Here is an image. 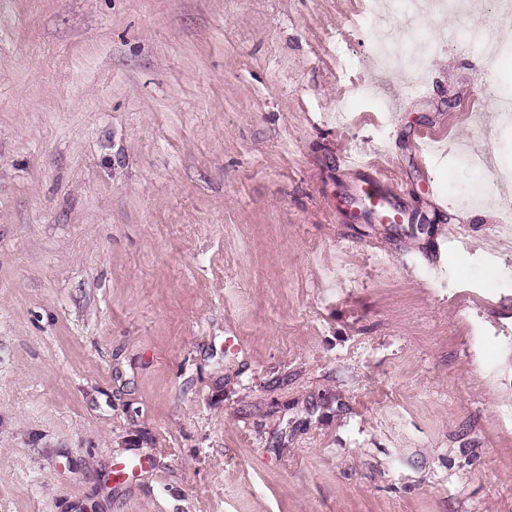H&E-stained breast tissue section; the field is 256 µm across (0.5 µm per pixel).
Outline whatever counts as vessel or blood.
<instances>
[{
	"mask_svg": "<svg viewBox=\"0 0 512 512\" xmlns=\"http://www.w3.org/2000/svg\"><path fill=\"white\" fill-rule=\"evenodd\" d=\"M344 165L354 176L351 192L359 211L382 222L402 223L409 220L408 211L397 202L401 194L400 188L394 186L389 192L381 191L380 186L386 183L387 178L377 167L359 164L349 158L345 159Z\"/></svg>",
	"mask_w": 512,
	"mask_h": 512,
	"instance_id": "vessel-or-blood-1",
	"label": "vessel or blood"
}]
</instances>
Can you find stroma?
<instances>
[{
  "label": "stroma",
  "instance_id": "stroma-1",
  "mask_svg": "<svg viewBox=\"0 0 512 512\" xmlns=\"http://www.w3.org/2000/svg\"><path fill=\"white\" fill-rule=\"evenodd\" d=\"M366 8L0 0V512H512V28ZM344 165L350 173L357 176L352 182L351 192L356 200L358 211L371 214L372 220L393 223H405L411 219L408 211L402 208L396 198L402 193L398 186L391 182L390 192L385 193L379 186L388 181L387 177L375 166L358 164L344 152L341 153Z\"/></svg>",
  "mask_w": 512,
  "mask_h": 512
}]
</instances>
